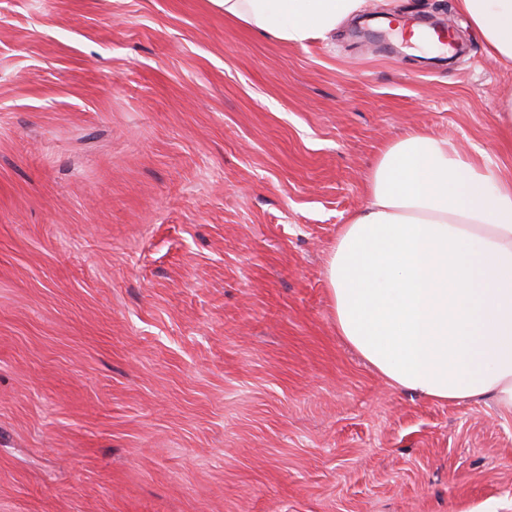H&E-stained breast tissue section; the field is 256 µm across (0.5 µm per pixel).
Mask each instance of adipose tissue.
I'll return each mask as SVG.
<instances>
[{
	"instance_id": "ef3b65f1",
	"label": "adipose tissue",
	"mask_w": 512,
	"mask_h": 512,
	"mask_svg": "<svg viewBox=\"0 0 512 512\" xmlns=\"http://www.w3.org/2000/svg\"><path fill=\"white\" fill-rule=\"evenodd\" d=\"M288 44L325 38L366 0H217ZM487 53L512 61V0H456ZM367 204L325 267L336 332L394 387L512 416V181L421 132L388 146Z\"/></svg>"
}]
</instances>
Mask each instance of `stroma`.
<instances>
[{
	"instance_id": "1",
	"label": "stroma",
	"mask_w": 512,
	"mask_h": 512,
	"mask_svg": "<svg viewBox=\"0 0 512 512\" xmlns=\"http://www.w3.org/2000/svg\"><path fill=\"white\" fill-rule=\"evenodd\" d=\"M362 17L301 46L214 0H0V512H512V417L390 387L325 281L406 132L512 179V62L455 0Z\"/></svg>"
}]
</instances>
